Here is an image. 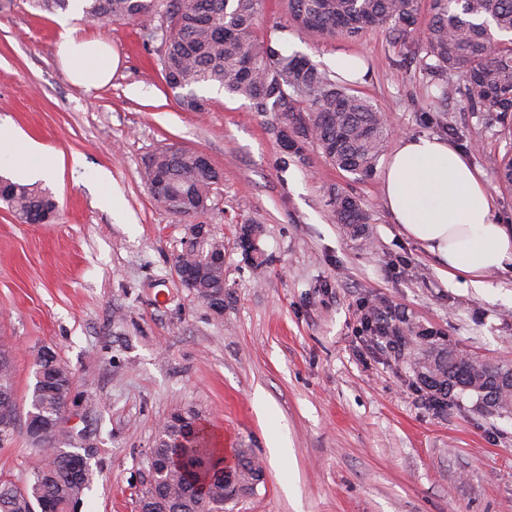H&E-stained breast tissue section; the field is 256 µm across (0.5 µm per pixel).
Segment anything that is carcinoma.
<instances>
[{
	"label": "carcinoma",
	"instance_id": "1",
	"mask_svg": "<svg viewBox=\"0 0 512 512\" xmlns=\"http://www.w3.org/2000/svg\"><path fill=\"white\" fill-rule=\"evenodd\" d=\"M41 12L64 10L69 0H24ZM289 21L308 39L320 42L338 34L354 37L375 28L405 35L416 22V0H284ZM263 0H83L86 21L112 23L126 19L167 24V39L160 64L166 83L189 92L180 97L190 112L205 110L192 87L216 84L232 97L247 100L257 112H275L277 127L298 116L300 142L316 146L336 168L365 178L370 176L392 136L387 117L368 100L355 94L330 72L297 54L275 53L270 41L258 38L255 25ZM512 0H433L431 18L417 51L437 79V98L445 101L458 87L444 78L461 75L464 95L473 112H486L504 134H512ZM146 185L164 183L157 202L178 218L206 211L213 195L215 172L201 166L192 151L169 147L152 155L141 171ZM13 191L1 199L16 217L57 210L52 194L33 185L12 182ZM336 223L358 234L370 215L353 195L333 196ZM224 294V277L201 280L195 295L207 306ZM425 352L409 355L407 366L416 391L436 411L469 395L484 401L504 387L512 374L505 364L482 361L454 352L440 334L424 336ZM0 351V392L13 393L12 364ZM35 383L27 415L53 425L65 411L74 376L57 357L34 358ZM187 423L172 424L158 432L152 452L169 459L171 468L155 473L143 497L162 499L169 512H219L225 495L251 490L262 471L250 451L236 452L234 480L224 482V457L205 446L206 435L195 426L202 415L182 410ZM76 438L58 428L45 441L40 463L19 486L0 481V512H38L47 504L53 512H71L83 502L91 471L77 468L73 454Z\"/></svg>",
	"mask_w": 512,
	"mask_h": 512
}]
</instances>
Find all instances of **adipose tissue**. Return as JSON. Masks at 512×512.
<instances>
[{"label":"adipose tissue","mask_w":512,"mask_h":512,"mask_svg":"<svg viewBox=\"0 0 512 512\" xmlns=\"http://www.w3.org/2000/svg\"><path fill=\"white\" fill-rule=\"evenodd\" d=\"M58 56L71 81L91 91L118 65L109 47L68 33ZM382 199L394 223L436 257L439 271L481 289L487 274L512 264V228L501 224L480 173L446 140L401 137L379 174Z\"/></svg>","instance_id":"1"}]
</instances>
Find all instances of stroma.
I'll return each mask as SVG.
<instances>
[{
    "mask_svg": "<svg viewBox=\"0 0 512 512\" xmlns=\"http://www.w3.org/2000/svg\"><path fill=\"white\" fill-rule=\"evenodd\" d=\"M431 0H418L408 36L378 28L320 44L289 25L282 0H264L257 34L285 27L299 54L364 58L356 94L403 136L447 138L481 172L501 223L512 227V190L498 182L512 139L471 111L463 94L437 104L417 55ZM58 14L16 0L0 9V125L64 157L44 181L54 223L23 224L0 203V343L12 349L16 427L0 444V479L23 484L40 455L25 430L34 355L51 348L74 375L82 408L65 422L95 441L81 512H139L159 423L182 407L202 412L216 448L248 449L263 479L224 512H512V416L478 412L472 398L437 412L385 340L359 331L368 306L445 334L464 354L512 365V266L474 293L451 285L438 263L394 224L378 175L357 180L316 147L287 151L273 113L202 85L204 112L182 108L163 78L164 47L137 19H71L119 57L111 81L85 92L57 57ZM205 154L221 175L195 216L224 241L231 299L216 319L180 286L172 258L177 217L140 177L167 146ZM370 214L366 239L345 234L334 192ZM263 228L267 262L247 266L237 227ZM267 399L257 407L256 394ZM282 438L284 456L269 443Z\"/></svg>",
    "mask_w": 512,
    "mask_h": 512,
    "instance_id": "obj_1",
    "label": "stroma"
}]
</instances>
